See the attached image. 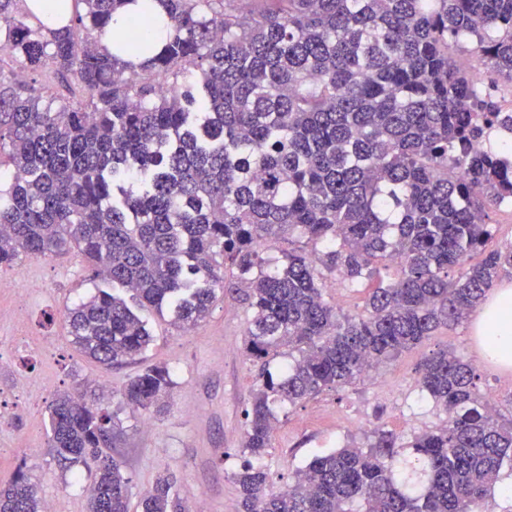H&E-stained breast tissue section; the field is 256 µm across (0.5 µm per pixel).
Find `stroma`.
<instances>
[{"label": "stroma", "mask_w": 512, "mask_h": 512, "mask_svg": "<svg viewBox=\"0 0 512 512\" xmlns=\"http://www.w3.org/2000/svg\"><path fill=\"white\" fill-rule=\"evenodd\" d=\"M19 285L39 289L25 301L0 293V486L25 474L54 512H87L93 479L83 466L61 468L50 451L49 415L63 393L95 395L114 417L109 450L129 479L131 505L161 474L177 477V492L189 512H237L231 480L242 459L243 409L251 399L257 367L243 354L246 312L229 296L218 297L197 328L182 331L166 313H150L151 347L128 364L105 367L81 354L65 323L68 308L94 293L89 271L76 253L55 259L24 257L7 270ZM442 349L477 366V386L496 409L512 413V366L487 361L473 318L440 328L422 345L370 378L341 390L327 389L284 410L266 462L276 485L315 453L347 443L363 444L365 430L380 425L410 433L439 417L422 401L416 367ZM154 365L168 366L175 388L164 413L131 411L122 401L125 382ZM360 429H348L351 419Z\"/></svg>", "instance_id": "stroma-1"}]
</instances>
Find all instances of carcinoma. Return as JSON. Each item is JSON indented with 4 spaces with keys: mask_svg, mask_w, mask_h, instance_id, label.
<instances>
[{
    "mask_svg": "<svg viewBox=\"0 0 512 512\" xmlns=\"http://www.w3.org/2000/svg\"><path fill=\"white\" fill-rule=\"evenodd\" d=\"M18 2L0 0V271L75 250L93 279L182 330L220 293L245 305L259 368L231 474L239 512H490L512 476V418L454 351L416 370L437 426L373 427L283 489L262 460L285 407L388 366L512 273V244L466 265L492 235L487 209L512 206V159L487 146L512 134V115L449 53L465 43L490 82H512V0H261L250 14L153 0L119 31L112 15L129 0H73L72 13L34 0L23 17ZM153 25L166 37L152 44ZM15 65L71 98L31 94ZM381 268L363 313L325 299L327 277L355 287ZM65 318L107 367L152 341L106 289ZM173 387L155 365L122 397L159 410ZM49 429L54 457L94 474L87 512H129V479L103 452L108 411L65 394ZM139 507L186 512L170 475ZM0 512H43L35 485L20 474L1 487Z\"/></svg>",
    "mask_w": 512,
    "mask_h": 512,
    "instance_id": "cac0c4a2",
    "label": "carcinoma"
}]
</instances>
